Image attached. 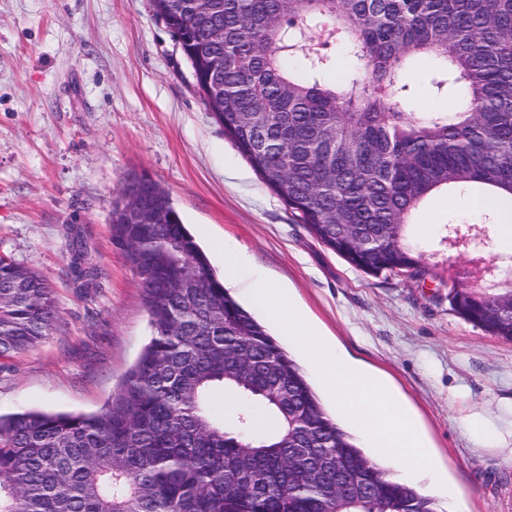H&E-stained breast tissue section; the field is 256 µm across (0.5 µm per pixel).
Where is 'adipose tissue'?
<instances>
[{"mask_svg":"<svg viewBox=\"0 0 512 512\" xmlns=\"http://www.w3.org/2000/svg\"><path fill=\"white\" fill-rule=\"evenodd\" d=\"M251 298L268 314L284 318L285 333L300 341L337 411L363 440L393 457L396 477L433 474V461L421 434L383 378L342 359L332 345L319 339L294 313L283 290L260 283L252 288Z\"/></svg>","mask_w":512,"mask_h":512,"instance_id":"adipose-tissue-1","label":"adipose tissue"}]
</instances>
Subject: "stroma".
I'll return each mask as SVG.
<instances>
[{"instance_id":"obj_1","label":"stroma","mask_w":512,"mask_h":512,"mask_svg":"<svg viewBox=\"0 0 512 512\" xmlns=\"http://www.w3.org/2000/svg\"><path fill=\"white\" fill-rule=\"evenodd\" d=\"M169 193L216 274L224 247L244 265L224 286L249 306L257 277L352 358L387 376L434 452L441 481L415 480L444 512H512V438L485 446L462 419H512V341L461 319L443 279L467 257L448 225L486 227V263L505 255L466 193H437L412 225L424 279L372 276L310 235L224 135L150 0H0V256L39 271L58 316L35 348L0 358V413L93 412L151 336L138 276L112 238L124 180ZM98 270L71 269L75 244Z\"/></svg>"}]
</instances>
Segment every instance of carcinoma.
Instances as JSON below:
<instances>
[{"label":"carcinoma","instance_id":"1","mask_svg":"<svg viewBox=\"0 0 512 512\" xmlns=\"http://www.w3.org/2000/svg\"><path fill=\"white\" fill-rule=\"evenodd\" d=\"M224 84V135L309 232L373 276L427 274L408 244L434 192L512 200V0H152ZM328 23L335 37L314 40ZM347 49L358 67L324 75ZM428 61V82L411 72ZM450 112H414L419 92ZM119 196L153 336L97 413L0 414V512H443L359 448L300 366L226 291L156 182ZM465 321L512 340V288L448 277ZM53 291L0 257V358L52 330ZM221 389L244 404L228 424Z\"/></svg>","mask_w":512,"mask_h":512}]
</instances>
